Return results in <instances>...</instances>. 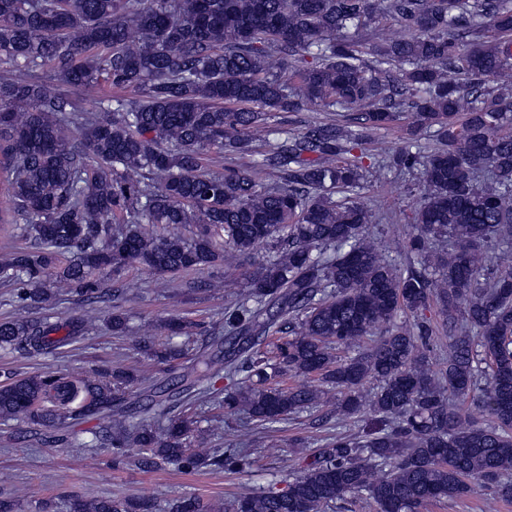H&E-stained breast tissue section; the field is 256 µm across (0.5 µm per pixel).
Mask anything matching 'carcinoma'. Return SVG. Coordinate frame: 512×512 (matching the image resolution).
<instances>
[{
    "instance_id": "cac0c4a2",
    "label": "carcinoma",
    "mask_w": 512,
    "mask_h": 512,
    "mask_svg": "<svg viewBox=\"0 0 512 512\" xmlns=\"http://www.w3.org/2000/svg\"><path fill=\"white\" fill-rule=\"evenodd\" d=\"M387 19L410 37H364ZM0 59L14 67L0 75V225L29 241L0 259L22 311L0 322L1 349L54 356L95 329L83 315L30 316L61 287L86 308L122 299L135 267L219 265L244 281L224 333L177 317L165 328L182 343L137 341L165 365L194 352L180 375L1 371V420L91 458L110 448L116 464L138 448L144 468L235 471L250 455L208 447L192 413L272 427L334 393L342 430L286 489L242 495L229 512H333L349 496L419 512L476 483L512 500V263L487 265L491 249L512 256V0H0ZM48 80L66 93L49 96ZM104 86L118 95L103 116L71 95ZM309 107L346 119L278 128L279 114ZM398 127L404 145L377 142L375 173L420 171L399 261L379 253L357 201L365 145ZM224 154L261 160L212 170ZM259 244L271 256L250 269ZM433 305L448 330L437 366L421 316ZM106 327L122 336L127 318L115 310ZM288 373L305 382L281 385ZM469 403L488 421L463 413ZM163 509L212 505L176 497Z\"/></svg>"
}]
</instances>
